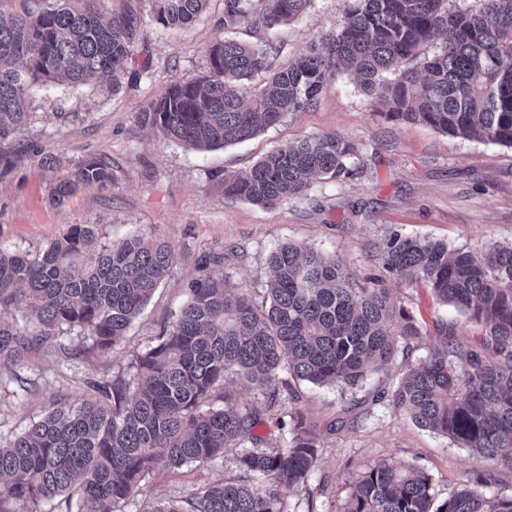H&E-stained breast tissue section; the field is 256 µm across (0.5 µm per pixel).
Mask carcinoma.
<instances>
[{"label":"carcinoma","instance_id":"obj_1","mask_svg":"<svg viewBox=\"0 0 512 512\" xmlns=\"http://www.w3.org/2000/svg\"><path fill=\"white\" fill-rule=\"evenodd\" d=\"M0 19V139L35 120L28 79L121 84L137 18L112 15L97 0H41ZM209 0H155L165 28L194 23ZM450 0H347L340 28L272 68L266 50L226 39L208 50L209 70L171 85L145 119L160 134L198 151L246 141L288 113L315 106L324 82L355 76L389 119L421 122L451 137L512 148V0L453 10ZM311 0H224V23L271 29L300 16ZM440 39L438 50L420 47ZM417 66H412V62ZM263 85L250 86L253 77ZM355 148L338 133L276 149L244 175H224V195L262 205L294 198L313 180L352 174ZM109 164L79 165L57 198L79 184L109 181ZM95 225L76 224L35 251L0 249V367L16 365L38 342L60 351L76 336L107 355L167 275L166 242L135 236L88 249ZM388 276L423 285L479 326L464 345L442 324L439 347L377 397L420 427L447 437L476 460L512 468V243L480 254L427 239L390 235L379 246ZM266 300L228 285L217 271L196 281L179 315L131 362V380L93 384L101 397L59 403L0 444V512H122L160 465L205 464L234 452L245 479L224 480L179 500L147 501L143 512H287L285 494L307 488L321 455L319 424L279 392L290 382L355 387L407 356L424 332L397 305L382 277L359 282L336 257L293 242L269 257ZM25 308L26 322L3 317ZM256 385L261 407L240 406L229 380ZM288 418L285 446L253 434L261 416ZM467 478L443 501L415 466L382 463L353 485L337 512H512V494L485 496Z\"/></svg>","mask_w":512,"mask_h":512}]
</instances>
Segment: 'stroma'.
Masks as SVG:
<instances>
[{"label":"stroma","mask_w":512,"mask_h":512,"mask_svg":"<svg viewBox=\"0 0 512 512\" xmlns=\"http://www.w3.org/2000/svg\"><path fill=\"white\" fill-rule=\"evenodd\" d=\"M97 6L108 14L136 15L135 55L116 90L105 84L30 88L38 121L0 141V248L35 250L72 225L93 224L97 245L144 235L170 243L176 257L109 356L66 357L41 348L20 365L0 369L1 441L40 420L55 403L90 399L91 382L127 375L135 355L178 312L192 283L213 270L263 303L268 258L282 242L337 256L360 280L381 274L377 245L394 232L477 253L512 242V149L389 119L345 75L325 83L316 107L288 113L254 138L225 148L199 152L141 121V112L172 83L206 72L215 42L233 37L269 47L277 67L335 30L344 0H312L293 22L250 30L225 27L224 0H209L192 26L167 31L154 21V0H98ZM332 132L356 147L352 176L316 181L303 194L269 206L225 197V174L248 172L278 147ZM92 158L109 163L111 185L83 186L57 202V183ZM387 286L425 333L414 358L440 344L442 323L455 325L461 340L477 338L478 328L428 288L392 280ZM405 371L398 360L353 389L299 384L300 407L323 426L322 454L307 489L288 493L289 512H335L354 482L382 462L424 469L441 500L466 474L482 479L487 494L512 493V468L479 463L447 437L375 401ZM350 403L354 422L329 429ZM238 474L229 453L204 465L160 468L150 475L145 497L180 498Z\"/></svg>","instance_id":"obj_1"}]
</instances>
